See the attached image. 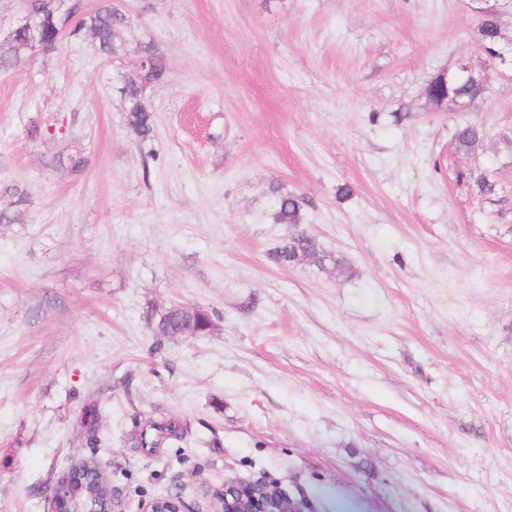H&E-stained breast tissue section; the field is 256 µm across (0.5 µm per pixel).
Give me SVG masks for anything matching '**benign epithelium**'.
I'll return each instance as SVG.
<instances>
[{
    "label": "benign epithelium",
    "instance_id": "obj_1",
    "mask_svg": "<svg viewBox=\"0 0 512 512\" xmlns=\"http://www.w3.org/2000/svg\"><path fill=\"white\" fill-rule=\"evenodd\" d=\"M15 27L26 29L27 48L31 55L38 54L40 35L32 24V16L21 15ZM487 62L500 65L505 75L511 73L512 47L497 48L496 54L488 56ZM102 475L104 472L98 468L94 473L80 471L75 478L55 481L51 489L52 512H112L110 497L94 507L84 506L81 499L82 488ZM213 509L214 512H310V505L264 479L247 483L227 479L224 488L213 492ZM142 512H183V505L177 495L157 497L145 503Z\"/></svg>",
    "mask_w": 512,
    "mask_h": 512
}]
</instances>
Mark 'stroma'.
<instances>
[{
  "mask_svg": "<svg viewBox=\"0 0 512 512\" xmlns=\"http://www.w3.org/2000/svg\"><path fill=\"white\" fill-rule=\"evenodd\" d=\"M109 1L118 56L0 70V195L30 196L0 224V512H49L78 459L114 512H210L229 478L313 512H512V80L489 70L473 112L424 95L483 62L472 0L86 3ZM148 43L168 74L141 145L119 77ZM286 192L340 274L273 260ZM174 302L218 331L155 346L144 313ZM151 420L178 437L134 447ZM485 136V131L477 126L467 124L457 128L454 135V148L460 155H468L474 145Z\"/></svg>",
  "mask_w": 512,
  "mask_h": 512,
  "instance_id": "1",
  "label": "stroma"
}]
</instances>
